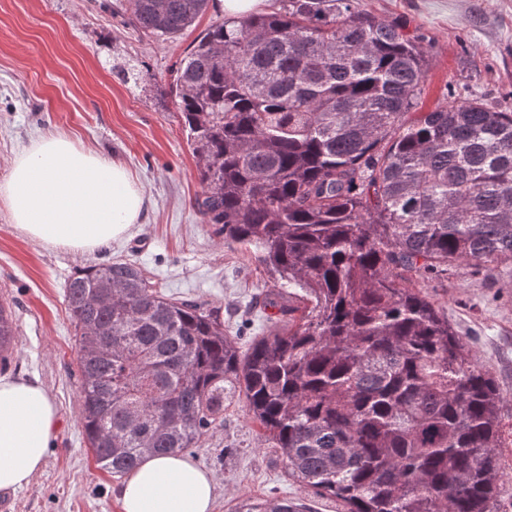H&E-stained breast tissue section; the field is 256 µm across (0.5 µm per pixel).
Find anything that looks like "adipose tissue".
Segmentation results:
<instances>
[{
  "mask_svg": "<svg viewBox=\"0 0 512 512\" xmlns=\"http://www.w3.org/2000/svg\"><path fill=\"white\" fill-rule=\"evenodd\" d=\"M0 201L29 238L92 253L137 223L144 194L124 166L48 135L17 154L0 183ZM58 430L56 407L42 385L0 377L1 490L36 477ZM121 499L123 512H212L214 481L186 455H147L123 484Z\"/></svg>",
  "mask_w": 512,
  "mask_h": 512,
  "instance_id": "ef3b65f1",
  "label": "adipose tissue"
}]
</instances>
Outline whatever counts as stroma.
Returning <instances> with one entry per match:
<instances>
[{"instance_id": "obj_1", "label": "stroma", "mask_w": 512, "mask_h": 512, "mask_svg": "<svg viewBox=\"0 0 512 512\" xmlns=\"http://www.w3.org/2000/svg\"><path fill=\"white\" fill-rule=\"evenodd\" d=\"M122 0H0V181L32 140L64 134L125 166L144 192L139 220L103 251L78 254L29 239L0 204V300L9 304L17 344L6 370L38 381L54 402L60 429L41 473L12 491L10 512H123L122 478L100 469L78 408L75 328L65 284L79 269L125 259L161 290L208 304L226 332L248 347L274 309L262 297L272 278L252 248L228 246L194 206L202 187L176 97L167 90L198 35L224 14L209 7L182 35L147 38L132 29ZM362 10L396 21L428 57L422 111L443 94L512 107V0H359ZM427 299L469 340L505 398L503 477L497 512H512V266L473 273L455 268L424 284ZM188 457L215 483L213 512L243 500L285 498L306 512H343L289 478L238 399Z\"/></svg>"}]
</instances>
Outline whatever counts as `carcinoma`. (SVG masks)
I'll return each instance as SVG.
<instances>
[{
    "mask_svg": "<svg viewBox=\"0 0 512 512\" xmlns=\"http://www.w3.org/2000/svg\"><path fill=\"white\" fill-rule=\"evenodd\" d=\"M210 0H127L148 38ZM217 21L172 83L224 244L253 248L284 326L244 351L217 312L164 294L134 263L66 284L79 409L114 477L185 452L244 395L288 474L346 512H494V377L416 283L512 264V109L445 99L415 111L424 48L355 0H279ZM17 326L0 302V362ZM237 512H301L286 499Z\"/></svg>",
    "mask_w": 512,
    "mask_h": 512,
    "instance_id": "obj_1",
    "label": "carcinoma"
}]
</instances>
